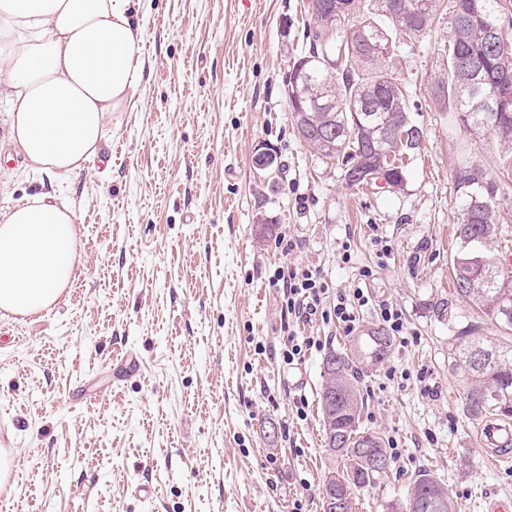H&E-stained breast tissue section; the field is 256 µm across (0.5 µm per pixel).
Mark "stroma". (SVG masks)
Here are the masks:
<instances>
[{
	"label": "stroma",
	"instance_id": "stroma-1",
	"mask_svg": "<svg viewBox=\"0 0 512 512\" xmlns=\"http://www.w3.org/2000/svg\"><path fill=\"white\" fill-rule=\"evenodd\" d=\"M305 8L138 0L136 106L64 181L29 167L0 96V215L50 193L81 229L58 304L0 316V448L17 451L0 512H323L335 463L320 426L322 360L355 337L306 324L323 349L283 362L290 316L270 279L285 262L341 290L371 269L373 302L405 318L390 358L362 373L361 419L402 458L355 492V512H400L422 468L457 512H483L489 495L512 498V471L479 444L463 378L448 365V338L468 323L500 333L453 290L455 171L492 165L498 147L431 94L446 66L448 21L393 62L413 81L408 105L424 132L405 185L358 191L291 121L284 86L304 48ZM262 143L284 167L272 182L252 165ZM284 237L293 250L282 251ZM299 398L309 404L303 419Z\"/></svg>",
	"mask_w": 512,
	"mask_h": 512
}]
</instances>
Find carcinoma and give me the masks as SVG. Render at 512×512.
Listing matches in <instances>:
<instances>
[{
    "label": "carcinoma",
    "instance_id": "1",
    "mask_svg": "<svg viewBox=\"0 0 512 512\" xmlns=\"http://www.w3.org/2000/svg\"><path fill=\"white\" fill-rule=\"evenodd\" d=\"M348 23L360 20L362 29L337 43L329 39L325 13L307 10L308 51L289 66L288 80L296 94L288 104L299 137L318 154L340 165L346 184L361 188L369 182L350 177L353 166L373 168L395 187L406 183V160L420 149V129L406 103L405 87L391 61L403 46L420 41L435 21L445 0H349ZM451 35L446 72L432 94L438 104L456 114L468 130L482 129L502 146L503 177L487 175L478 164L456 173L457 193L463 201L459 225L461 246L453 257L455 292L475 305L491 321L512 332V276L504 273L486 248L496 242L500 206L506 181H512V20L502 0H451ZM324 54L336 69L324 70L311 58ZM380 328H368L355 349L332 350L333 375L322 388H336L338 397L320 402L323 435L329 450L340 459L333 475L334 501H323V512H353L344 489L373 488L387 477L391 456L385 440L361 428L363 396L360 372L365 365L386 361L393 336L373 338ZM448 359L466 378L464 400L475 418L512 420V344L506 337L491 338L471 324L449 338ZM371 453L360 452L364 441ZM402 508L405 512H456L443 483L428 471L415 474Z\"/></svg>",
    "mask_w": 512,
    "mask_h": 512
}]
</instances>
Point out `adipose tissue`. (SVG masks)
<instances>
[{
    "mask_svg": "<svg viewBox=\"0 0 512 512\" xmlns=\"http://www.w3.org/2000/svg\"><path fill=\"white\" fill-rule=\"evenodd\" d=\"M132 0H0L10 133L33 170L65 178L128 111L143 71ZM73 211L52 195L0 216V310L50 308L76 262Z\"/></svg>",
    "mask_w": 512,
    "mask_h": 512,
    "instance_id": "ef3b65f1",
    "label": "adipose tissue"
}]
</instances>
